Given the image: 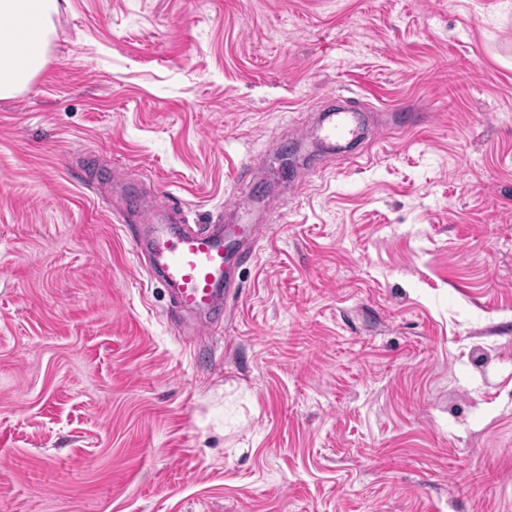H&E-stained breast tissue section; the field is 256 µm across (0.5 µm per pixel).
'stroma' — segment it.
I'll return each mask as SVG.
<instances>
[{
    "label": "stroma",
    "instance_id": "1",
    "mask_svg": "<svg viewBox=\"0 0 512 512\" xmlns=\"http://www.w3.org/2000/svg\"><path fill=\"white\" fill-rule=\"evenodd\" d=\"M53 24L0 100V512H512V0ZM340 98L366 165L317 137ZM104 182L262 225L212 334L178 333Z\"/></svg>",
    "mask_w": 512,
    "mask_h": 512
}]
</instances>
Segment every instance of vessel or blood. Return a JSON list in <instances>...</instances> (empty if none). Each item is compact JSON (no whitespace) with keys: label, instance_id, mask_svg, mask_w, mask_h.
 <instances>
[{"label":"vessel or blood","instance_id":"b4317fda","mask_svg":"<svg viewBox=\"0 0 512 512\" xmlns=\"http://www.w3.org/2000/svg\"><path fill=\"white\" fill-rule=\"evenodd\" d=\"M362 119L361 109L345 106L329 114L323 136L336 145L352 142L360 134ZM120 216L125 223L146 225L135 248L147 255L150 278L165 284L175 314L196 318L200 328L213 331L231 293L225 278L228 247L222 225L186 224L176 208L151 218L132 204L123 205Z\"/></svg>","mask_w":512,"mask_h":512}]
</instances>
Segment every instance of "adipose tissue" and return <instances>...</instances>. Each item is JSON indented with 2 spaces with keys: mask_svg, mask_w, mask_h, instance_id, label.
Returning <instances> with one entry per match:
<instances>
[{
  "mask_svg": "<svg viewBox=\"0 0 512 512\" xmlns=\"http://www.w3.org/2000/svg\"><path fill=\"white\" fill-rule=\"evenodd\" d=\"M57 0H0V99L24 89L44 68Z\"/></svg>",
  "mask_w": 512,
  "mask_h": 512,
  "instance_id": "ef3b65f1",
  "label": "adipose tissue"
}]
</instances>
